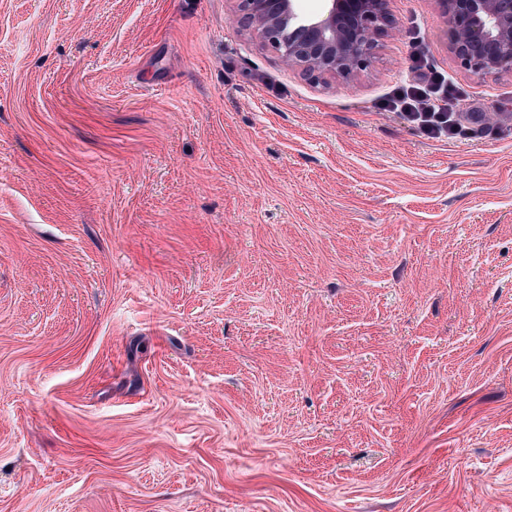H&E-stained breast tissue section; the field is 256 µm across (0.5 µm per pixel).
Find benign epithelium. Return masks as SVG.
Masks as SVG:
<instances>
[{
    "label": "benign epithelium",
    "instance_id": "benign-epithelium-1",
    "mask_svg": "<svg viewBox=\"0 0 512 512\" xmlns=\"http://www.w3.org/2000/svg\"><path fill=\"white\" fill-rule=\"evenodd\" d=\"M241 23L261 46L313 80L349 85L379 58L396 22L389 0H326L299 16L294 0H237ZM447 27L448 54L477 80L512 74V0H435Z\"/></svg>",
    "mask_w": 512,
    "mask_h": 512
}]
</instances>
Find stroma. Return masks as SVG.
<instances>
[{
    "label": "stroma",
    "mask_w": 512,
    "mask_h": 512,
    "mask_svg": "<svg viewBox=\"0 0 512 512\" xmlns=\"http://www.w3.org/2000/svg\"><path fill=\"white\" fill-rule=\"evenodd\" d=\"M389 7L344 88L235 0H0V512H512V75ZM416 46L465 133L379 111Z\"/></svg>",
    "instance_id": "35a3bbf8"
}]
</instances>
